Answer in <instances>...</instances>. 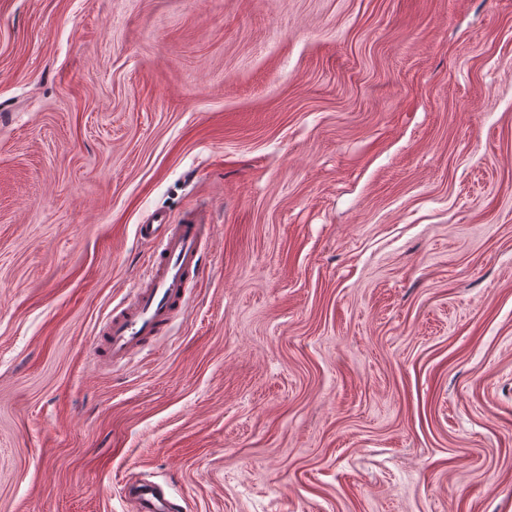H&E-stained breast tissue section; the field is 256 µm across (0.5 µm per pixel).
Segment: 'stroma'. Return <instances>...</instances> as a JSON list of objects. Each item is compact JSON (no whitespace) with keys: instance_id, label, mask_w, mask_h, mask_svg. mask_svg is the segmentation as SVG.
I'll return each mask as SVG.
<instances>
[{"instance_id":"35a3bbf8","label":"stroma","mask_w":512,"mask_h":512,"mask_svg":"<svg viewBox=\"0 0 512 512\" xmlns=\"http://www.w3.org/2000/svg\"><path fill=\"white\" fill-rule=\"evenodd\" d=\"M214 213L150 365L89 353ZM512 512V0H0V512ZM134 495L140 512H175L177 506L166 496L161 486L149 480H142L134 488Z\"/></svg>"}]
</instances>
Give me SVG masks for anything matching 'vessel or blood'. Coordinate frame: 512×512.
<instances>
[{
    "label": "vessel or blood",
    "mask_w": 512,
    "mask_h": 512,
    "mask_svg": "<svg viewBox=\"0 0 512 512\" xmlns=\"http://www.w3.org/2000/svg\"><path fill=\"white\" fill-rule=\"evenodd\" d=\"M211 225L212 214L206 208L190 209L177 224L156 214L138 225V238L152 244L153 251L130 297L113 307L92 340V357L99 366L131 361L157 337L168 335L175 317L188 307L189 279L204 275ZM134 495L139 512H176L156 482H139Z\"/></svg>",
    "instance_id": "1"
}]
</instances>
